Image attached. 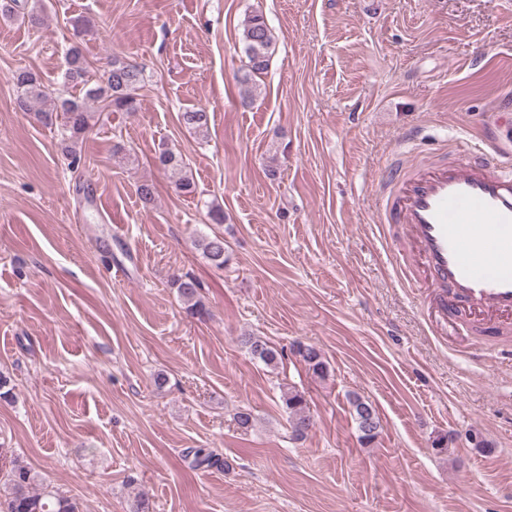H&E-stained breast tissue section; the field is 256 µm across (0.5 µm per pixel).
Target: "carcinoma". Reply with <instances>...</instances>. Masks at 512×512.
Listing matches in <instances>:
<instances>
[{
	"mask_svg": "<svg viewBox=\"0 0 512 512\" xmlns=\"http://www.w3.org/2000/svg\"><path fill=\"white\" fill-rule=\"evenodd\" d=\"M272 37L264 18L250 15L244 22L243 50L247 58L246 68L238 77L243 94H253L254 78L264 73L269 65ZM64 83L78 90V93L61 101L52 109L35 111L36 119L44 126L54 125L53 117L62 119V126L69 133V140L77 143L79 137L91 125L93 113L87 108L90 101H101L117 111L134 112L137 110L135 91L142 80V71L118 57L112 58L108 69L101 77L90 74L89 64L81 50L72 47L66 54ZM13 82L20 90L17 104L21 111L29 112L33 106L48 97L40 76L30 70L20 69L13 74ZM181 121L189 129L203 134L208 130V115L202 110H188L181 114ZM158 165L173 178L175 190L182 194H193L196 185L187 171L182 155L163 149L157 156ZM197 246L203 256L215 267L224 268L230 256L224 237L220 235L202 236ZM180 297L188 304L191 313L203 315V305L198 299L199 282L186 275L174 282ZM251 356L265 366L277 370L283 365V351L270 345L258 336H246L242 339ZM295 356L300 358L312 373L319 377L327 374L328 367L322 351L310 344L297 343L293 348ZM282 403L286 421L295 438L304 437L313 427V419L307 400L296 390L288 388L282 393ZM359 431V439L365 444L372 443L381 428L380 418L371 403L359 397L351 400ZM191 466L195 469H228L229 463L204 448L193 451ZM8 491L0 495V512H80L79 503L59 491L43 486L36 488V475L19 463L11 462L8 473Z\"/></svg>",
	"mask_w": 512,
	"mask_h": 512,
	"instance_id": "carcinoma-1",
	"label": "carcinoma"
}]
</instances>
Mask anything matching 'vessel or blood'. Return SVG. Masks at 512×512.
I'll return each instance as SVG.
<instances>
[{
	"mask_svg": "<svg viewBox=\"0 0 512 512\" xmlns=\"http://www.w3.org/2000/svg\"><path fill=\"white\" fill-rule=\"evenodd\" d=\"M375 189L383 223L438 291L449 322L478 312L485 333L512 334V167L493 153L421 166L394 154Z\"/></svg>",
	"mask_w": 512,
	"mask_h": 512,
	"instance_id": "b4317fda",
	"label": "vessel or blood"
}]
</instances>
